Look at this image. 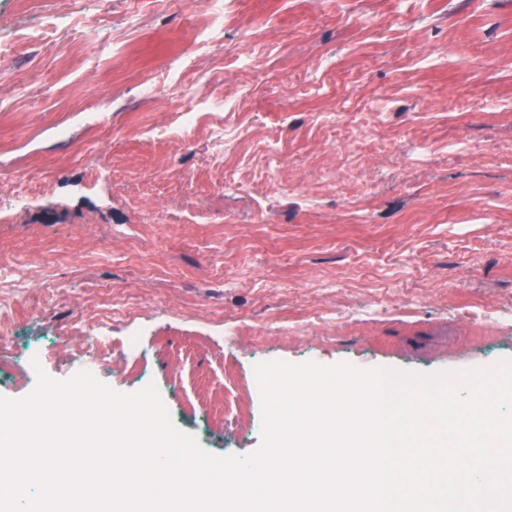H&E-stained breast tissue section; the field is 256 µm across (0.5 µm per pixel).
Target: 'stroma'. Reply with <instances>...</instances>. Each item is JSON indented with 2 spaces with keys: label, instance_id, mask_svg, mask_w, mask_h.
<instances>
[{
  "label": "stroma",
  "instance_id": "obj_1",
  "mask_svg": "<svg viewBox=\"0 0 512 512\" xmlns=\"http://www.w3.org/2000/svg\"><path fill=\"white\" fill-rule=\"evenodd\" d=\"M201 2L0 0V397L42 373L152 383L175 427L245 457L259 365L512 359V0H226L183 76L237 105L220 165L206 132H155ZM80 319L108 353L70 346Z\"/></svg>",
  "mask_w": 512,
  "mask_h": 512
}]
</instances>
